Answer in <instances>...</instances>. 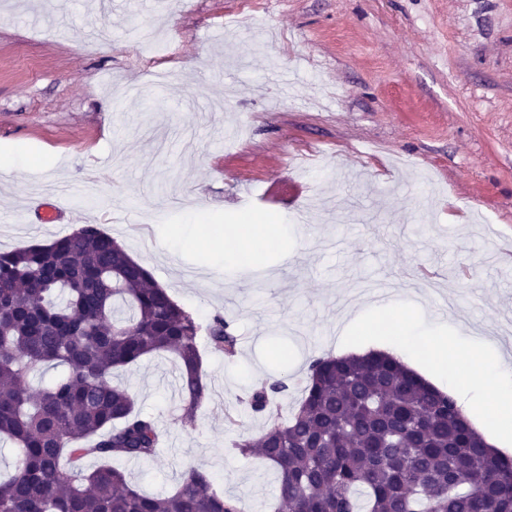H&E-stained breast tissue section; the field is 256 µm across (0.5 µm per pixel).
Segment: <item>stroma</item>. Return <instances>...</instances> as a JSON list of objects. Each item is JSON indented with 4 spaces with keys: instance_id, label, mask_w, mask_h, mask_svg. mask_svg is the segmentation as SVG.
Listing matches in <instances>:
<instances>
[{
    "instance_id": "1",
    "label": "stroma",
    "mask_w": 512,
    "mask_h": 512,
    "mask_svg": "<svg viewBox=\"0 0 512 512\" xmlns=\"http://www.w3.org/2000/svg\"><path fill=\"white\" fill-rule=\"evenodd\" d=\"M255 2L0 0V153L26 155L0 173V251L93 224L202 323L224 316L239 350L201 344L194 426L169 358L116 373L165 442L114 465L163 494L190 462L272 512L276 472L236 448L264 427L243 400L285 380L290 417L310 359L359 348L343 318L377 289L446 303L512 364V0ZM200 215L291 225L289 256L178 247Z\"/></svg>"
}]
</instances>
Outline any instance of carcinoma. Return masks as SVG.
I'll return each instance as SVG.
<instances>
[{
  "label": "carcinoma",
  "instance_id": "obj_1",
  "mask_svg": "<svg viewBox=\"0 0 512 512\" xmlns=\"http://www.w3.org/2000/svg\"><path fill=\"white\" fill-rule=\"evenodd\" d=\"M202 325L112 236L83 225L45 245L0 251V439L19 448L0 472V512H245L199 466L165 496L142 493L110 461L147 460L161 442L112 371L169 353L178 363L181 421L208 397ZM212 349L232 357L238 338L220 315ZM63 368L38 390L27 377ZM305 396L275 413L277 381L253 389L247 412L265 427L236 444L278 474L288 512H512V458L486 446L450 393L394 357L310 361ZM77 467L60 466L62 458ZM87 457L101 460L82 472Z\"/></svg>",
  "mask_w": 512,
  "mask_h": 512
}]
</instances>
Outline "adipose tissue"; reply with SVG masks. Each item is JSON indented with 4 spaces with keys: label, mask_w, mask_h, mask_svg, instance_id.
<instances>
[{
    "label": "adipose tissue",
    "mask_w": 512,
    "mask_h": 512,
    "mask_svg": "<svg viewBox=\"0 0 512 512\" xmlns=\"http://www.w3.org/2000/svg\"><path fill=\"white\" fill-rule=\"evenodd\" d=\"M273 238L256 224H237L230 228L210 229L203 235L206 245L223 246L224 264L239 267L271 246ZM420 297L400 302L381 298L370 305L374 321L360 324L359 335L367 346L402 358L430 382L452 390L464 405L475 428L488 444L505 450L512 443V365L501 354H488L476 370H455L457 357L473 348L486 349L487 340L449 338L448 325L435 319L421 323L411 319L410 310L419 308ZM492 404L493 417L485 419L481 409Z\"/></svg>",
    "instance_id": "ef3b65f1"
}]
</instances>
